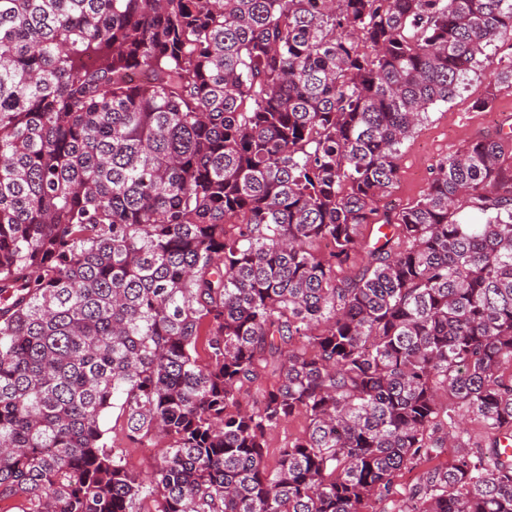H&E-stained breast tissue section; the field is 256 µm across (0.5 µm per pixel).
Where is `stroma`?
Instances as JSON below:
<instances>
[{
  "instance_id": "1",
  "label": "stroma",
  "mask_w": 512,
  "mask_h": 512,
  "mask_svg": "<svg viewBox=\"0 0 512 512\" xmlns=\"http://www.w3.org/2000/svg\"><path fill=\"white\" fill-rule=\"evenodd\" d=\"M490 81V66L479 67L456 96L430 107L426 120L401 148L393 204L402 206L418 199L442 156L473 139L512 128V91L497 92L488 108L473 106L486 96Z\"/></svg>"
}]
</instances>
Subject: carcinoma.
Returning <instances> with one entry per match:
<instances>
[{
  "label": "carcinoma",
  "instance_id": "1",
  "mask_svg": "<svg viewBox=\"0 0 512 512\" xmlns=\"http://www.w3.org/2000/svg\"><path fill=\"white\" fill-rule=\"evenodd\" d=\"M495 42L512 0H0V501L512 512V146L383 204ZM492 72L478 109L512 52ZM115 408L133 447L166 441L147 478ZM305 418L301 415L287 420L279 428L274 430L267 441V459L270 465H274L277 458V450L291 438L299 434L305 427Z\"/></svg>",
  "mask_w": 512,
  "mask_h": 512
}]
</instances>
